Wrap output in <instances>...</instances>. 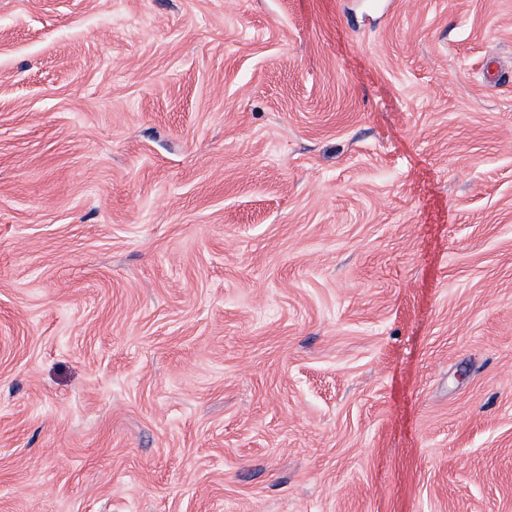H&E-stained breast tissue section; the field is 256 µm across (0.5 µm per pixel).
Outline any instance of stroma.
<instances>
[{
	"label": "stroma",
	"instance_id": "35a3bbf8",
	"mask_svg": "<svg viewBox=\"0 0 512 512\" xmlns=\"http://www.w3.org/2000/svg\"><path fill=\"white\" fill-rule=\"evenodd\" d=\"M0 512H512V0H0Z\"/></svg>",
	"mask_w": 512,
	"mask_h": 512
}]
</instances>
